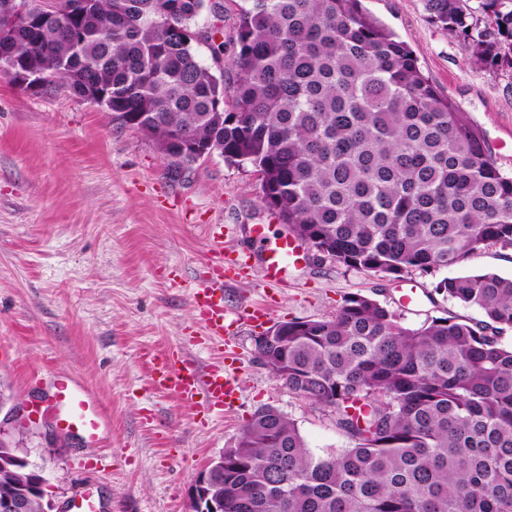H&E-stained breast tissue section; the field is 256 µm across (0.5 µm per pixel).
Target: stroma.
<instances>
[{"instance_id":"stroma-1","label":"stroma","mask_w":512,"mask_h":512,"mask_svg":"<svg viewBox=\"0 0 512 512\" xmlns=\"http://www.w3.org/2000/svg\"><path fill=\"white\" fill-rule=\"evenodd\" d=\"M363 6L409 46L512 176V70L471 65L463 41L430 23L422 0ZM262 195L251 164L216 154L174 171L149 138L104 108L0 78V395L7 407L31 408L52 389L30 375L58 371L92 390L109 416L103 470L92 463L94 447L54 419L24 426L53 512H65L82 486L96 492L100 512H188L198 474L266 406L294 420L314 454L351 447L329 409L288 392L258 364L256 336L283 321L331 318L354 295L376 300L409 328L435 317L478 320L479 310L439 294L437 282L484 272L512 277V248L498 245L440 272L400 278L302 245L303 260L278 287L256 269L225 285L241 384L230 410L209 413L156 387L152 360L173 348L203 369L223 359V350L196 341L202 330L192 290L207 271L210 225H224L225 248L256 257L262 247L253 225L287 234Z\"/></svg>"}]
</instances>
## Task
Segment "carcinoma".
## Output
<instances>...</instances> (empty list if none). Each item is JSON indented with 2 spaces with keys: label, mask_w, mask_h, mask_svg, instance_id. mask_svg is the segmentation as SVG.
Segmentation results:
<instances>
[{
  "label": "carcinoma",
  "mask_w": 512,
  "mask_h": 512,
  "mask_svg": "<svg viewBox=\"0 0 512 512\" xmlns=\"http://www.w3.org/2000/svg\"><path fill=\"white\" fill-rule=\"evenodd\" d=\"M4 2L0 76L21 88L42 72L41 90L95 104L98 90L176 170L199 160L195 144L250 163L280 223L350 268L432 273L512 248V177L362 0H249L225 84L193 47L224 55V28L192 30L206 0H20L39 18L29 25ZM423 2L475 65L512 68V0ZM436 290L484 319L412 329L353 296L256 346L353 446L316 456L292 419L257 410L224 449V512H512V278Z\"/></svg>",
  "instance_id": "obj_1"
}]
</instances>
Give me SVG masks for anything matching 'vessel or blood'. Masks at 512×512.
Segmentation results:
<instances>
[{
	"instance_id": "1",
	"label": "vessel or blood",
	"mask_w": 512,
	"mask_h": 512,
	"mask_svg": "<svg viewBox=\"0 0 512 512\" xmlns=\"http://www.w3.org/2000/svg\"><path fill=\"white\" fill-rule=\"evenodd\" d=\"M253 234L266 244L262 262L265 281L271 285L279 283L288 266L300 258L298 242L288 236L267 241L265 227L261 224L254 225ZM208 264L211 269L209 282L205 287L195 289L193 300L211 343L220 347L228 329L222 294L224 280L229 276L249 274L252 255L246 250L226 252L217 248L212 251ZM162 367L158 385L175 393L184 402H194L201 396L214 410L229 406L235 398L237 377L223 365L217 364L202 372L188 364L178 351L171 350L163 356ZM51 387L50 402L35 404L32 417L39 420L47 414L57 413V425L62 431L80 434L88 444H98L108 423V415L95 395L71 374L52 375Z\"/></svg>"
}]
</instances>
